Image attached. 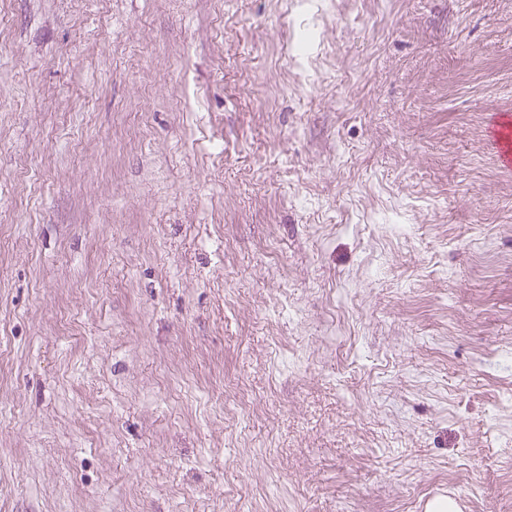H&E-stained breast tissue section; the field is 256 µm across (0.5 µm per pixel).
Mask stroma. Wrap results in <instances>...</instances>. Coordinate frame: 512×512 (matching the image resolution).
Returning <instances> with one entry per match:
<instances>
[{"label": "stroma", "instance_id": "35a3bbf8", "mask_svg": "<svg viewBox=\"0 0 512 512\" xmlns=\"http://www.w3.org/2000/svg\"><path fill=\"white\" fill-rule=\"evenodd\" d=\"M512 0H0V512H512ZM490 116V136L493 141L495 152L500 163L506 167L512 168V134L511 122L512 114L510 112H491Z\"/></svg>", "mask_w": 512, "mask_h": 512}]
</instances>
